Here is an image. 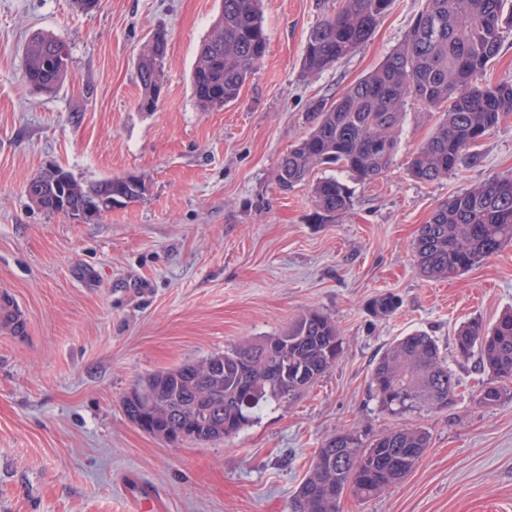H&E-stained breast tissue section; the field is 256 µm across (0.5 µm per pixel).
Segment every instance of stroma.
<instances>
[{"instance_id": "35a3bbf8", "label": "stroma", "mask_w": 512, "mask_h": 512, "mask_svg": "<svg viewBox=\"0 0 512 512\" xmlns=\"http://www.w3.org/2000/svg\"><path fill=\"white\" fill-rule=\"evenodd\" d=\"M338 0H262L267 51L238 98L201 111L197 50L220 0H0V286L29 319L0 335V512H134L128 476L150 485L153 512H289L312 456L343 429L393 426L369 392L377 355L424 331L448 352L462 397L418 423L431 443L414 470L339 512H512V394L484 407L476 360L453 357L457 327L512 307V243L464 274L419 275L412 242L448 197L512 173V113L480 143L478 163L439 181L408 176L411 150L438 121L411 101L389 173L350 181L354 207L314 223L309 182L282 188L281 157L309 130L311 103L374 70L424 0H395L351 56L303 75L307 36ZM168 40L165 90L141 111L137 58L155 30ZM65 41L59 88L23 79L32 32ZM58 165L82 181L133 175L141 200L86 223L41 211L28 182ZM399 297L386 319L369 300ZM319 311L339 327V363L309 391L268 406L238 435L171 446L131 423L123 399L148 375L272 336Z\"/></svg>"}]
</instances>
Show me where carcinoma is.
<instances>
[{"instance_id":"1","label":"carcinoma","mask_w":512,"mask_h":512,"mask_svg":"<svg viewBox=\"0 0 512 512\" xmlns=\"http://www.w3.org/2000/svg\"><path fill=\"white\" fill-rule=\"evenodd\" d=\"M260 0H221L213 33L200 44L191 76L193 97L204 112L235 101L262 62L267 38ZM393 0H340L336 13L312 28L303 71L317 74L370 39ZM512 29V0H425L402 42L371 74L351 84L332 101L312 103L310 131L279 164L278 181L286 189L308 179L312 170L335 165L353 180L373 182L391 168L399 150L398 131L408 100L442 111L428 139L408 162L416 181L432 183L464 161H479L476 147L512 112V83L481 85ZM167 44L157 31L139 55V108L157 107L151 94L163 83L166 58L154 49ZM27 84L52 92L67 75L70 51L50 34L31 36L23 50ZM112 190L128 203L145 194V185L114 177L82 183ZM27 194L44 197V211L56 213L58 197L39 174ZM314 219L325 222L354 205L349 186L334 177L312 187ZM512 243V174L490 178L442 202L420 226L412 244L415 266L429 279L463 274ZM399 299L384 293L368 308L378 318L392 316ZM456 358L477 357L487 373L476 401L493 407L512 393V310L487 327L478 320L460 325L453 336ZM344 339L328 316L308 311L275 336L245 339L222 353L155 372L140 381L123 401L127 418L144 432L167 440L188 435L207 444L240 433L270 404L312 387L341 360ZM370 394L380 409L398 421L365 441L355 430L340 431L317 450L292 497V512H338L348 493L371 499L408 476L430 446L429 433L410 421L413 415L448 409L460 397V379L448 366L438 341L414 332L391 343L370 375ZM171 407L170 414L146 410L151 400Z\"/></svg>"}]
</instances>
